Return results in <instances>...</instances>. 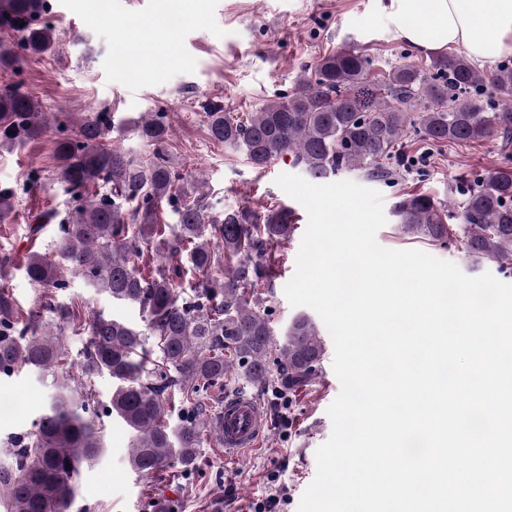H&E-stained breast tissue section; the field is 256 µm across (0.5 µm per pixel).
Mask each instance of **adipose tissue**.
<instances>
[{
    "instance_id": "obj_1",
    "label": "adipose tissue",
    "mask_w": 512,
    "mask_h": 512,
    "mask_svg": "<svg viewBox=\"0 0 512 512\" xmlns=\"http://www.w3.org/2000/svg\"><path fill=\"white\" fill-rule=\"evenodd\" d=\"M386 15L422 53L460 46L487 66L512 55V0H389Z\"/></svg>"
}]
</instances>
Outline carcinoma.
Listing matches in <instances>:
<instances>
[{
	"label": "carcinoma",
	"mask_w": 512,
	"mask_h": 512,
	"mask_svg": "<svg viewBox=\"0 0 512 512\" xmlns=\"http://www.w3.org/2000/svg\"><path fill=\"white\" fill-rule=\"evenodd\" d=\"M46 0H0V26L17 46L41 55L52 30L38 25ZM210 137L241 152L257 169L288 155L314 180L357 171L392 177L389 161L404 155L409 131L437 146L496 141L504 151L488 174L461 180L439 200L407 192L393 215L404 234L429 244L456 240L476 260L512 264V67L488 76L462 54L433 55L376 71L356 45L324 54L299 79L242 119L212 106L204 112ZM47 129L36 96L0 91V143L11 146ZM131 132L154 147V159L107 143L112 131ZM173 132L161 112H146L126 128L108 112L82 116L76 137L54 141L57 181L80 204L58 225L50 252L32 251L30 281L63 289V275L114 301L137 305L139 328L103 313L83 319L71 303L53 300L17 316L0 290V374L22 368L51 377L53 391L27 433L8 449L0 487L10 512H73L83 468L105 452L104 428L90 415L92 382L106 375L112 395L103 414L135 432L131 470L143 480L176 469H198L224 399V381L260 388L277 369L278 388L293 396L322 372L326 346L314 320L296 316L282 341L261 311L260 288L277 276L273 250L296 225L287 208L254 210L248 203L222 213L204 202L205 179H187L165 153ZM167 204L169 224L159 216ZM195 273L179 289L185 268ZM83 331L79 361L62 330ZM80 366V382L70 374ZM179 422L171 424L174 407Z\"/></svg>",
	"instance_id": "carcinoma-1"
}]
</instances>
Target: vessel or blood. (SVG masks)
Returning <instances> with one entry per match:
<instances>
[{"mask_svg":"<svg viewBox=\"0 0 512 512\" xmlns=\"http://www.w3.org/2000/svg\"><path fill=\"white\" fill-rule=\"evenodd\" d=\"M220 416L222 422L219 432L225 458L235 459L250 449L260 447L264 414L253 399L225 398Z\"/></svg>","mask_w":512,"mask_h":512,"instance_id":"1","label":"vessel or blood"}]
</instances>
